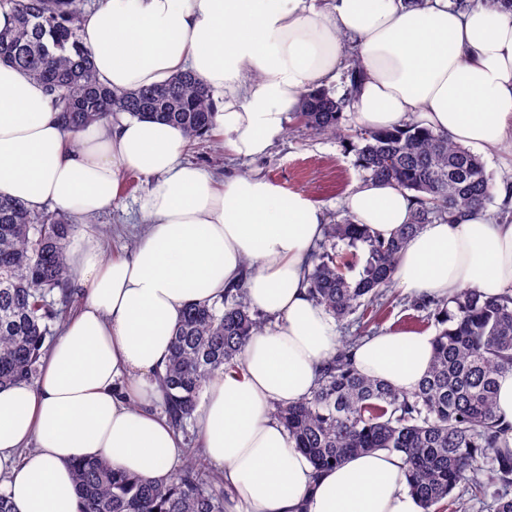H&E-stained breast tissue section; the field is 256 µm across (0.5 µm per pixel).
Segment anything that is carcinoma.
<instances>
[{
  "instance_id": "carcinoma-1",
  "label": "carcinoma",
  "mask_w": 512,
  "mask_h": 512,
  "mask_svg": "<svg viewBox=\"0 0 512 512\" xmlns=\"http://www.w3.org/2000/svg\"><path fill=\"white\" fill-rule=\"evenodd\" d=\"M83 0H0L13 26L0 30V61L45 85L56 118L76 133L125 113L182 127L189 141L212 136V89L192 72L159 86L113 90L100 83L83 45ZM351 90L304 96L293 119L317 134L344 132ZM356 166L365 176L415 193L419 208L391 238L373 235L349 217L325 227L311 255L309 292L328 315L346 326L376 323L391 290L399 253L424 225L486 208L493 184L483 161L445 135L414 122L394 131L356 134ZM73 216L0 196V388L37 373L52 325L64 309L52 298L70 291L66 242ZM346 251L336 250L337 243ZM361 270H356L357 265ZM437 323L431 365L412 393L358 374L346 336L325 361L311 395L272 415L295 447L321 472L345 456L385 449L402 455L407 486L423 512H466L465 502L512 512V426L497 411L496 379L512 371V289L488 297L465 288L448 300L423 296L413 304ZM266 325L240 287L210 305L190 304L172 333L171 353L159 388L164 413L186 450L176 475L154 482L125 473L108 459L78 461L74 479L79 512H224V480L204 465L196 447L193 412L203 386L238 366L250 339Z\"/></svg>"
}]
</instances>
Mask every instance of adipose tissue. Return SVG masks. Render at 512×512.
<instances>
[{
    "label": "adipose tissue",
    "mask_w": 512,
    "mask_h": 512,
    "mask_svg": "<svg viewBox=\"0 0 512 512\" xmlns=\"http://www.w3.org/2000/svg\"><path fill=\"white\" fill-rule=\"evenodd\" d=\"M82 38L109 87L160 85L189 70L223 91L219 130L240 158L265 156L303 96L349 69L361 128L414 121L464 146L512 142L508 12H458L449 0H325L318 10L306 0H100ZM186 146L181 127L126 114L69 133L44 87L0 62L1 196L90 217L118 201L124 172L149 179L138 200L149 227L134 253L108 259L93 234L74 233L68 261L81 303L36 378L0 388V483L14 512H79V459L107 458L156 481L176 472L183 438L158 408L155 376L186 305L212 304L241 279L270 321L239 366L204 387L193 413L232 512H422L400 454L350 455L318 472L271 414L311 394L338 346L336 322L307 284L324 209L257 173L217 181L184 161ZM341 206L387 239L412 221L416 201L369 178ZM393 280L417 296H499L512 287V222L484 209L425 225ZM432 354L430 335L392 330L361 341L353 363L410 392Z\"/></svg>",
    "instance_id": "adipose-tissue-1"
}]
</instances>
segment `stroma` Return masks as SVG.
Segmentation results:
<instances>
[{"label": "stroma", "instance_id": "stroma-1", "mask_svg": "<svg viewBox=\"0 0 512 512\" xmlns=\"http://www.w3.org/2000/svg\"><path fill=\"white\" fill-rule=\"evenodd\" d=\"M185 161L202 166L216 176L256 172L289 191H301L324 207L330 220L343 217L339 200L363 174L356 166L352 144L333 135L316 134L287 121L283 135L269 153L260 159H233L222 145L204 138L187 147ZM148 180L140 174L126 178V189L111 208L92 218L91 230L100 241L104 255L129 252L144 235L147 224L142 219L137 200Z\"/></svg>", "mask_w": 512, "mask_h": 512}]
</instances>
